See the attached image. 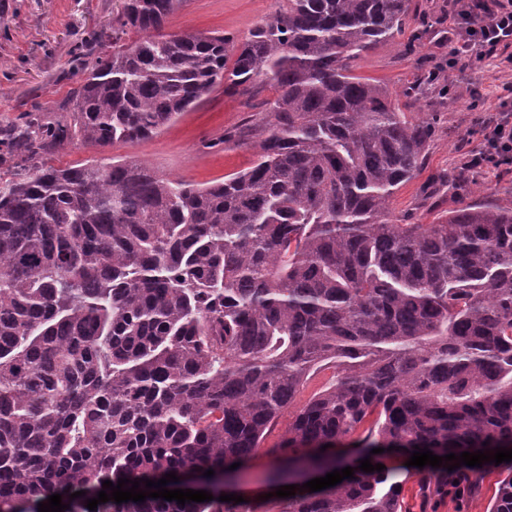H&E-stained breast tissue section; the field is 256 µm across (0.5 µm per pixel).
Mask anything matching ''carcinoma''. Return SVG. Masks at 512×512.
<instances>
[{
    "label": "carcinoma",
    "instance_id": "obj_1",
    "mask_svg": "<svg viewBox=\"0 0 512 512\" xmlns=\"http://www.w3.org/2000/svg\"><path fill=\"white\" fill-rule=\"evenodd\" d=\"M186 0H115L72 61L69 122L0 127V512L53 494L90 512L106 480L208 481L270 449L329 473L351 439L411 454L512 447V203L401 224L426 121L352 63L402 33L408 0H288L239 42L168 33ZM218 85L264 88L244 171L201 187L135 160L48 155L162 131ZM333 376L300 407L307 382ZM85 495L69 499L77 491ZM388 467L274 512H402ZM148 498L97 512H233ZM490 512H512V473Z\"/></svg>",
    "mask_w": 512,
    "mask_h": 512
}]
</instances>
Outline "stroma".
I'll return each instance as SVG.
<instances>
[{"instance_id":"1","label":"stroma","mask_w":512,"mask_h":512,"mask_svg":"<svg viewBox=\"0 0 512 512\" xmlns=\"http://www.w3.org/2000/svg\"><path fill=\"white\" fill-rule=\"evenodd\" d=\"M113 0H0V126L25 120L34 111L66 118L82 76L71 63V51L90 32L112 20ZM285 0H186L167 19L165 29L178 34L217 33L243 39L260 19L271 16ZM448 0H409L403 31L378 44L353 63L356 75L387 86L408 119L432 126L430 149L418 174L393 197L391 208L404 224H436L449 211L469 204L512 201V169L468 174L462 186L449 185L461 159L481 150L477 120L495 111L502 86L512 71L487 60L430 80L437 64L448 61ZM262 97L246 98L216 90L191 112L157 135L92 150L71 145L52 154L53 165H75L91 157L133 158L162 177L200 185L251 166L254 149L239 143L241 135L261 123ZM231 141H224V134ZM288 427L280 417L256 455L247 462L237 488L243 498L238 512H261L267 478L277 447ZM388 463L403 483L404 512H489L499 481L512 461L467 468L461 487H429L428 469L406 466L401 455Z\"/></svg>"}]
</instances>
